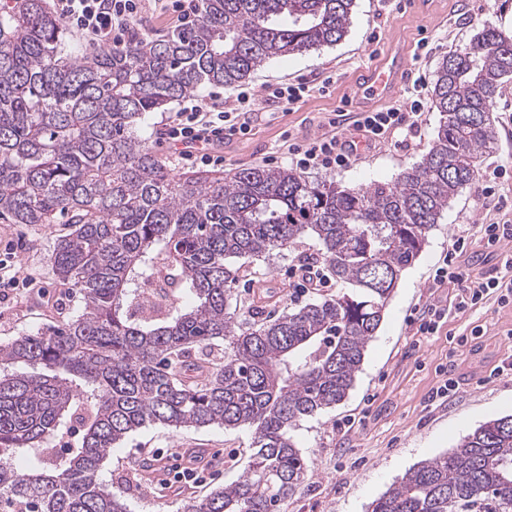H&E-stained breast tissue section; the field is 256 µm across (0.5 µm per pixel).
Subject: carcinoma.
<instances>
[{"label":"carcinoma","mask_w":512,"mask_h":512,"mask_svg":"<svg viewBox=\"0 0 512 512\" xmlns=\"http://www.w3.org/2000/svg\"><path fill=\"white\" fill-rule=\"evenodd\" d=\"M354 3L202 0L191 23L92 52L67 50L45 0L0 11V217H64L53 271L83 300L64 325L0 344V512H128L99 472L148 424L254 431L244 475L181 512H279L304 482L289 430L348 395L401 273L493 148L512 35L487 28L443 57L437 134L392 183L342 188L262 165L174 173L134 126L204 85L231 88L269 59L338 43ZM306 235L348 291L276 319L233 312L232 260ZM161 271L172 298L138 314ZM66 436L75 443L57 447ZM370 512H512V415L409 469Z\"/></svg>","instance_id":"obj_1"}]
</instances>
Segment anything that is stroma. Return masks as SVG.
Instances as JSON below:
<instances>
[{
    "label": "stroma",
    "mask_w": 512,
    "mask_h": 512,
    "mask_svg": "<svg viewBox=\"0 0 512 512\" xmlns=\"http://www.w3.org/2000/svg\"><path fill=\"white\" fill-rule=\"evenodd\" d=\"M485 27L512 34V0H434L419 17L403 11L400 0H355L349 31L339 43L269 60L246 80L254 95L246 115L250 131L220 147V173L256 165L289 166V144L328 132L327 118L350 95L354 72L384 53L390 40L418 55V67L431 81L442 57ZM423 36L430 46L424 57L417 48ZM300 81L308 90L294 107L271 97L273 88ZM177 110L173 103L146 113L136 133L148 140L167 169L186 173L190 164L175 157L162 138L166 119ZM491 117L494 149L479 164L512 166V80L503 84ZM440 120L439 112L425 107L406 143L385 140L360 151L346 168L311 171L307 177L344 188L392 182L428 151ZM501 195L508 207H498V197H482L474 182L449 201L422 252L402 272L348 396L291 429L307 472L280 512H368L408 468L449 452L489 419L512 414V374L494 372L512 361V304L501 305L492 295L479 307L461 312L454 290L432 285L441 256L464 230L474 240L467 250L468 267L505 275L501 258L477 242L481 225L512 221V179L500 185ZM66 230L61 223L49 227L0 219V258L14 248L16 271L34 280L32 287L0 294V344L60 324L80 309V294L57 282L52 270L54 241ZM317 249L316 239L307 237L288 251L245 260L233 289L240 311L256 299L273 318L299 310V303L288 297V269L301 254ZM431 305L444 309L446 316L436 335L422 340L410 320ZM447 378L459 381V389L444 403L431 402V392ZM253 441L247 426L174 430L152 424L112 450L99 478L124 498L130 512H179L184 499H204L213 488L237 481L248 468ZM195 457L211 464L205 484L167 487L172 467ZM145 459L155 465L146 481L140 477Z\"/></svg>",
    "instance_id": "stroma-1"
}]
</instances>
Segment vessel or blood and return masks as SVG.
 <instances>
[{
  "label": "vessel or blood",
  "mask_w": 512,
  "mask_h": 512,
  "mask_svg": "<svg viewBox=\"0 0 512 512\" xmlns=\"http://www.w3.org/2000/svg\"><path fill=\"white\" fill-rule=\"evenodd\" d=\"M410 66L407 52L394 44L374 64L360 68L352 81V111L365 112L379 102L393 99Z\"/></svg>",
  "instance_id": "1"
}]
</instances>
